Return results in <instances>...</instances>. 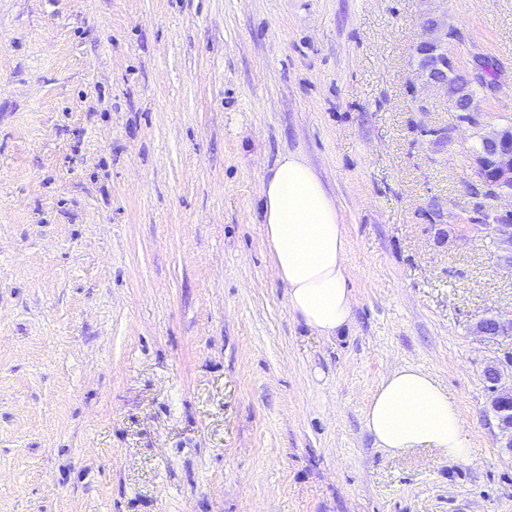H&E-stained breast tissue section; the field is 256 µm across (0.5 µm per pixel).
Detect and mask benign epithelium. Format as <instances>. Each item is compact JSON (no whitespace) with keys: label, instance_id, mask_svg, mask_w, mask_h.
Listing matches in <instances>:
<instances>
[{"label":"benign epithelium","instance_id":"obj_1","mask_svg":"<svg viewBox=\"0 0 512 512\" xmlns=\"http://www.w3.org/2000/svg\"><path fill=\"white\" fill-rule=\"evenodd\" d=\"M429 46L445 44L460 37L458 30L452 31L438 24L425 25ZM504 125L490 130L494 149L488 154L469 156V167L474 176L469 185L472 204L470 214L463 219L461 227L491 233L498 243L499 264L512 272V208L505 209L499 202L512 200V132L503 131ZM512 374V355L489 363L484 375L490 386L491 400L512 395V387L502 386L503 378ZM497 426L504 447H512V418L496 413Z\"/></svg>","mask_w":512,"mask_h":512}]
</instances>
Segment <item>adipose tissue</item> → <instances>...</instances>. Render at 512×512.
Returning a JSON list of instances; mask_svg holds the SVG:
<instances>
[{
  "mask_svg": "<svg viewBox=\"0 0 512 512\" xmlns=\"http://www.w3.org/2000/svg\"><path fill=\"white\" fill-rule=\"evenodd\" d=\"M265 238L289 311L330 337L352 317L349 242L334 195L301 153L280 154L264 176ZM377 447L398 456L418 448L466 462L472 450L458 402L430 373L401 366L383 378L364 414Z\"/></svg>",
  "mask_w": 512,
  "mask_h": 512,
  "instance_id": "adipose-tissue-1",
  "label": "adipose tissue"
}]
</instances>
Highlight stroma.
<instances>
[{"mask_svg": "<svg viewBox=\"0 0 512 512\" xmlns=\"http://www.w3.org/2000/svg\"><path fill=\"white\" fill-rule=\"evenodd\" d=\"M436 17L496 72L512 0H0V512H512L484 366L512 272L460 232L473 130L421 81ZM336 198L353 319L288 309L261 182ZM400 366L459 402L467 463L377 448Z\"/></svg>", "mask_w": 512, "mask_h": 512, "instance_id": "stroma-1", "label": "stroma"}]
</instances>
